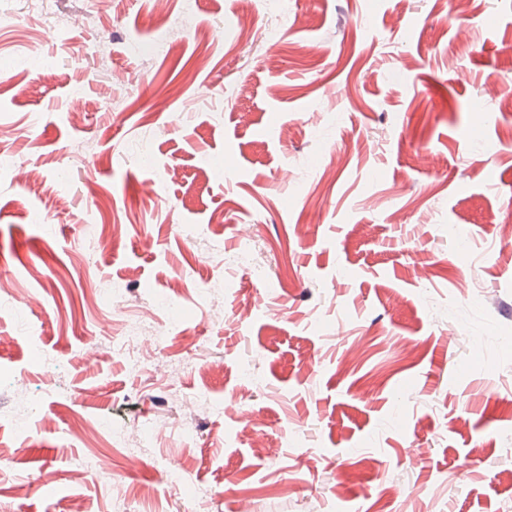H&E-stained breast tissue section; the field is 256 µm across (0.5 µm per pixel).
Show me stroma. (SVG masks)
Segmentation results:
<instances>
[{"instance_id":"35a3bbf8","label":"stroma","mask_w":512,"mask_h":512,"mask_svg":"<svg viewBox=\"0 0 512 512\" xmlns=\"http://www.w3.org/2000/svg\"><path fill=\"white\" fill-rule=\"evenodd\" d=\"M192 6L166 31L152 0H58L78 20L59 30L0 0V125L44 190L0 172V463L33 483L0 484V512H112L116 481L130 512H512V0ZM91 224L122 231L91 249ZM245 231L257 268H217ZM216 279L220 321L197 290ZM119 281L120 305L91 300ZM148 310L181 339L134 376L111 340ZM169 378L231 412L182 443ZM77 412L95 431L70 436ZM102 419L153 437L135 468L75 478ZM173 467L208 495L170 493Z\"/></svg>"}]
</instances>
